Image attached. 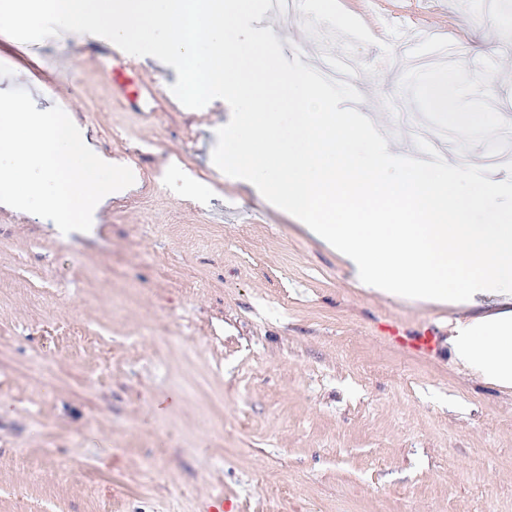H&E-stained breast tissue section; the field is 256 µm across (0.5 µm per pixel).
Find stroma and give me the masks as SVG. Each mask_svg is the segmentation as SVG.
Segmentation results:
<instances>
[{
    "instance_id": "35a3bbf8",
    "label": "stroma",
    "mask_w": 512,
    "mask_h": 512,
    "mask_svg": "<svg viewBox=\"0 0 512 512\" xmlns=\"http://www.w3.org/2000/svg\"><path fill=\"white\" fill-rule=\"evenodd\" d=\"M272 19L286 59L348 39L362 105L456 164L512 137V0H306ZM431 47L403 54L418 30ZM0 37V91L73 113L134 183L89 231L0 204V512H512V385L394 344L463 312L365 291L285 211L213 163L220 99L144 112L110 97L112 61L66 86ZM472 82L458 85L456 69ZM192 232L179 236L180 228Z\"/></svg>"
}]
</instances>
